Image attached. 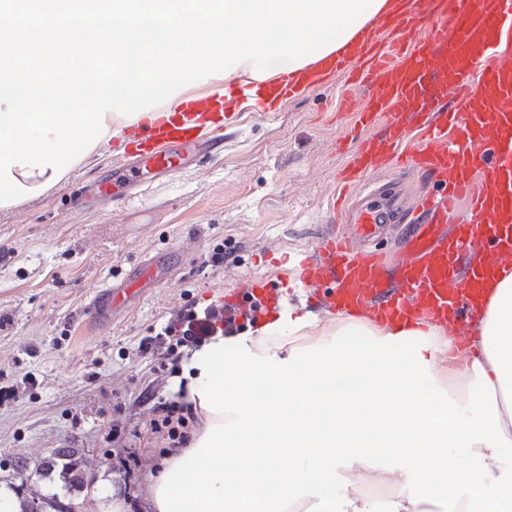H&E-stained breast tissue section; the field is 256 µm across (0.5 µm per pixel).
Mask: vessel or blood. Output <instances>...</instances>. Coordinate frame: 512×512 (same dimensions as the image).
I'll use <instances>...</instances> for the list:
<instances>
[{"mask_svg": "<svg viewBox=\"0 0 512 512\" xmlns=\"http://www.w3.org/2000/svg\"><path fill=\"white\" fill-rule=\"evenodd\" d=\"M468 2L452 17L426 23L406 0H392L389 14L345 55L304 77L269 82L271 94L287 100L328 82L350 59L369 56V77L348 78L341 103L362 124L386 123L353 152L345 180L383 172L399 159L434 178L436 189L419 204L408 257L357 250L334 228L313 252L296 256L292 280L255 278L223 298L225 318L261 316L293 286L322 291L323 305L342 317L437 325L465 349L486 282L512 266V54L499 50L512 38V0ZM225 118L222 96L195 94L140 134L162 159L169 144L216 137ZM346 214L368 237L393 217L384 205ZM121 310L108 289L84 315L108 324Z\"/></svg>", "mask_w": 512, "mask_h": 512, "instance_id": "obj_1", "label": "vessel or blood"}]
</instances>
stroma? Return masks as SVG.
Instances as JSON below:
<instances>
[{
	"mask_svg": "<svg viewBox=\"0 0 512 512\" xmlns=\"http://www.w3.org/2000/svg\"><path fill=\"white\" fill-rule=\"evenodd\" d=\"M340 87L239 113L220 150L177 145L165 168L116 137L47 194L0 210V480L24 501L55 494L75 512H101L96 482L109 475L141 512L143 476L169 446L147 437L143 395L173 398L181 374L162 332L247 278H278L284 258L327 231L350 153L378 132L337 111ZM152 260L166 278L108 327L90 325L94 293ZM58 448L78 449L88 487L4 466Z\"/></svg>",
	"mask_w": 512,
	"mask_h": 512,
	"instance_id": "stroma-1",
	"label": "stroma"
}]
</instances>
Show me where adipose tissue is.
<instances>
[{"instance_id": "1", "label": "adipose tissue", "mask_w": 512, "mask_h": 512, "mask_svg": "<svg viewBox=\"0 0 512 512\" xmlns=\"http://www.w3.org/2000/svg\"><path fill=\"white\" fill-rule=\"evenodd\" d=\"M0 0V210L44 195L117 127L210 77L259 84L349 49L390 0ZM473 352L439 328L288 308L189 354L198 418L143 479L146 512H488L512 496V268L486 285ZM378 472L389 498L355 496Z\"/></svg>"}]
</instances>
